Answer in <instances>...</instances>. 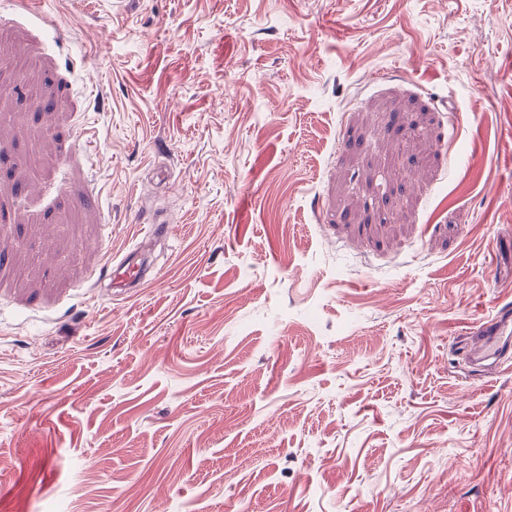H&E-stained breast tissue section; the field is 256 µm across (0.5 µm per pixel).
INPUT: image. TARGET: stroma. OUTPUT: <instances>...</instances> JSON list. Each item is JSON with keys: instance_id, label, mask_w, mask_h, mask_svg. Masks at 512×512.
<instances>
[{"instance_id": "stroma-1", "label": "stroma", "mask_w": 512, "mask_h": 512, "mask_svg": "<svg viewBox=\"0 0 512 512\" xmlns=\"http://www.w3.org/2000/svg\"><path fill=\"white\" fill-rule=\"evenodd\" d=\"M29 2L0 512H512V0ZM112 272L115 273V288H132L146 276L145 266L130 255L115 262ZM469 347L470 361L477 368L497 365L512 351V318L508 310L500 309L488 316L474 331Z\"/></svg>"}]
</instances>
